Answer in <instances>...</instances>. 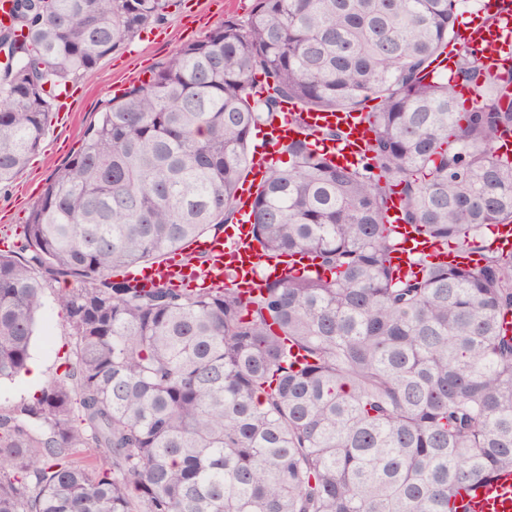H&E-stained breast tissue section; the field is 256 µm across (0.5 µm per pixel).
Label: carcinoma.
Instances as JSON below:
<instances>
[{"instance_id":"carcinoma-1","label":"carcinoma","mask_w":512,"mask_h":512,"mask_svg":"<svg viewBox=\"0 0 512 512\" xmlns=\"http://www.w3.org/2000/svg\"><path fill=\"white\" fill-rule=\"evenodd\" d=\"M467 0H252L110 98L0 252V382L31 359L46 291L64 370L0 408V512H448L512 468V85L456 36ZM168 0H14L0 26V185L68 83L160 22ZM455 58L451 73L441 68ZM379 100L365 110L368 100ZM286 101L365 112L358 166L274 144L248 215L269 258L243 297L127 274L233 223L248 143ZM400 222L479 255L391 262ZM84 452L93 465L75 461Z\"/></svg>"}]
</instances>
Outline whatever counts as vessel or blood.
<instances>
[{
	"instance_id": "b4317fda",
	"label": "vessel or blood",
	"mask_w": 512,
	"mask_h": 512,
	"mask_svg": "<svg viewBox=\"0 0 512 512\" xmlns=\"http://www.w3.org/2000/svg\"><path fill=\"white\" fill-rule=\"evenodd\" d=\"M467 38L476 51L478 61L490 64L497 53L512 46V10L499 8L496 0H484L480 11L473 16ZM327 126L341 128L344 133L342 140L325 143L327 155L340 165L358 164L371 135L369 125L358 112H303L288 103L276 117L268 138L282 140ZM261 178V168H253L251 184L243 186L239 192L242 221L232 225L225 237L200 238L194 247L195 253L208 257L213 277H223L225 260H232L235 276L231 285L244 295L250 294L265 277L286 271L285 265L261 254L252 240L251 226L244 219L254 202L253 184ZM399 215L400 203L392 201L387 221L399 226L401 244L394 252L393 260L401 269H409L412 259L420 255L430 256L439 262L475 265V257L467 250L455 246L440 248L416 234L410 226L399 224ZM135 276L146 285L166 280L178 287L193 288L200 279V272L172 257L136 271ZM456 506L459 512H512V469L502 470L493 481L457 496Z\"/></svg>"
}]
</instances>
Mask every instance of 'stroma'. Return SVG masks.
<instances>
[{
  "mask_svg": "<svg viewBox=\"0 0 512 512\" xmlns=\"http://www.w3.org/2000/svg\"><path fill=\"white\" fill-rule=\"evenodd\" d=\"M251 0H171L164 21L105 57L63 95L39 150L12 181L0 186V241L13 242L56 170L80 152L84 132L116 90L161 69L181 46L205 39L224 21L245 15ZM73 338L65 311L47 291L37 316L32 359L39 362L44 381L62 371L61 358Z\"/></svg>",
  "mask_w": 512,
  "mask_h": 512,
  "instance_id": "1",
  "label": "stroma"
}]
</instances>
